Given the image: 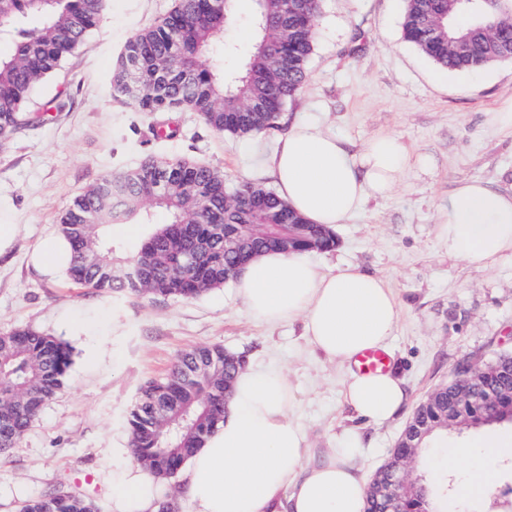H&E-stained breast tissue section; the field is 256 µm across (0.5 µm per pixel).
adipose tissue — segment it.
<instances>
[{
	"mask_svg": "<svg viewBox=\"0 0 512 512\" xmlns=\"http://www.w3.org/2000/svg\"><path fill=\"white\" fill-rule=\"evenodd\" d=\"M412 154L398 136L369 140L353 153L336 135L292 126L267 160L277 192L309 223L336 227L367 197L384 196L410 167ZM448 255L484 270L512 255V192L480 180L461 182L439 225ZM235 291L256 319L277 325L302 321L307 343L347 367L345 403L374 423L392 420L406 400L394 373L350 371L361 351L386 347L399 320V298L383 277L357 266L323 268L303 253L267 251L235 280ZM294 389L278 369L239 370L229 412L180 473L193 512H364L366 483L353 461L363 439L346 432L339 447H310L290 415ZM167 490L140 467L112 481V512H158Z\"/></svg>",
	"mask_w": 512,
	"mask_h": 512,
	"instance_id": "1",
	"label": "adipose tissue"
}]
</instances>
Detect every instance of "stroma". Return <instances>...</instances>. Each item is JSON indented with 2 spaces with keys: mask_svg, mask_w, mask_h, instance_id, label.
<instances>
[{
  "mask_svg": "<svg viewBox=\"0 0 512 512\" xmlns=\"http://www.w3.org/2000/svg\"><path fill=\"white\" fill-rule=\"evenodd\" d=\"M176 0H108L97 27L35 91L45 120L0 140V224L19 234L0 255V334L31 328L72 350L67 383L16 448L0 454V512L65 483L112 512V478L134 459L126 430L142 384L166 374L194 345H220L247 365L283 369L296 387L293 417L311 447H338L344 429L365 441L357 466L365 478L388 461L417 406L464 362L512 353V257L472 270L449 258L436 235L448 197L465 179L512 191V131L492 121L512 108V60L468 73L439 72L401 38L404 0H323L315 49L287 124H317L359 151L380 134L400 136L430 170H406L389 197L369 199L336 228L337 244L309 252L325 267L356 265L389 280L401 301L388 350L406 401L395 419L365 422L346 406V370L310 347L301 322L255 319L233 284L191 299L109 293L44 277L30 262L74 197L106 174L142 159H190L221 171L228 190L261 175L279 132L241 138L207 128L197 113L139 111L117 98L112 75L126 40L170 13ZM512 441V425L448 431L436 443V471L418 474L438 488L447 512H512V454L491 460L497 481L463 496L469 464L453 448Z\"/></svg>",
  "mask_w": 512,
  "mask_h": 512,
  "instance_id": "obj_1",
  "label": "stroma"
}]
</instances>
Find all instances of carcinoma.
Returning a JSON list of instances; mask_svg holds the SVG:
<instances>
[{
	"mask_svg": "<svg viewBox=\"0 0 512 512\" xmlns=\"http://www.w3.org/2000/svg\"><path fill=\"white\" fill-rule=\"evenodd\" d=\"M107 0H0V36L13 42L0 56V138L38 124L41 110L31 105L36 87L79 47L99 21ZM322 0H255L252 45L229 75L206 63L219 46L224 27L235 19V0L216 12L211 0H177L157 23L137 31L124 45L113 75L117 96L142 112L187 109L217 133L239 137L280 128L283 110L301 92L314 50L315 23ZM457 0H406L403 39L437 66L469 72L512 59V3L495 15L498 35L486 36L470 22ZM255 202L242 206L226 190L224 175L191 160L145 159L120 176L104 175L75 197L60 218L61 235L71 249L68 274L82 287L135 294L197 298L224 286V269L254 254L281 250L288 225L305 219L278 195L258 184L237 193ZM161 209L167 222L155 224L144 206ZM138 217L146 235L133 260L143 259L135 277L116 281L112 268L122 246L104 243L99 230ZM215 224H237L247 239L236 251L224 250V232ZM314 235L295 248L329 250L335 232L313 226ZM72 351L56 337L31 328L0 335V453L16 447L42 408L62 389ZM239 364L224 361V348L201 345L183 351L168 375L147 382L131 409V447L142 463L166 480L176 477L207 437L224 422V384ZM450 390L430 394L414 415L434 420L433 431L448 422ZM419 500L403 499L400 510L440 512L429 484ZM18 512H95L93 502L59 484L22 502Z\"/></svg>",
	"mask_w": 512,
	"mask_h": 512,
	"instance_id": "carcinoma-1",
	"label": "carcinoma"
}]
</instances>
